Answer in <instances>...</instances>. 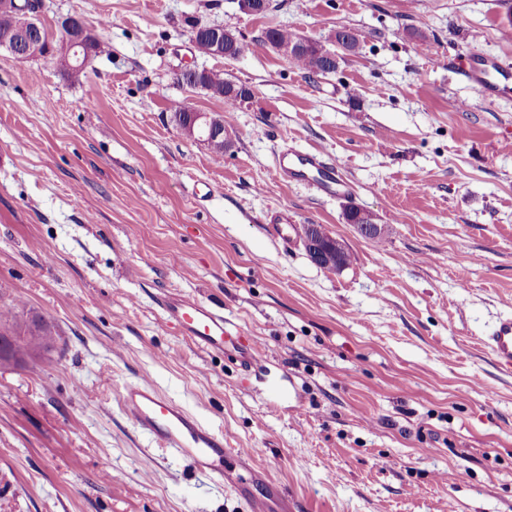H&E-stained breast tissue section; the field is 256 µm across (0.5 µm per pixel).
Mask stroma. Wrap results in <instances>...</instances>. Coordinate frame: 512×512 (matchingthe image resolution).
<instances>
[{"instance_id":"stroma-1","label":"stroma","mask_w":512,"mask_h":512,"mask_svg":"<svg viewBox=\"0 0 512 512\" xmlns=\"http://www.w3.org/2000/svg\"><path fill=\"white\" fill-rule=\"evenodd\" d=\"M43 2L49 31L78 17L109 51L77 83L0 49V304L58 336L0 364V512H246L127 421L141 380L255 449L300 512H512V371L483 344L512 301V81L486 100L467 74L474 54L512 65V0ZM205 24L251 52L199 55ZM272 27L359 48L310 79ZM201 67L253 90L220 162L172 120L223 114L177 81ZM288 148L342 160L351 193L273 181ZM282 219L355 263L320 268ZM170 293L223 307L266 361L194 345L154 302ZM346 220L349 224H355L356 229L359 233L363 234H382L377 238H373L374 240L381 241L384 236L385 228L380 224L366 225L361 226L360 224H372L371 222H375V218L369 212L360 210L355 207H349L346 212ZM376 223V222H375Z\"/></svg>"}]
</instances>
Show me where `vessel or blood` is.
<instances>
[{
    "mask_svg": "<svg viewBox=\"0 0 512 512\" xmlns=\"http://www.w3.org/2000/svg\"><path fill=\"white\" fill-rule=\"evenodd\" d=\"M473 83L484 98H492L501 82L512 79V68L498 60L473 57L470 63ZM342 163H324L321 156L292 152L280 156L272 169L277 181H314L317 189L333 196L351 191L341 175ZM159 306L166 321L178 324L185 336L206 351L235 350L244 368L258 365L266 352L258 344L243 343L226 325L223 310L194 298L164 296ZM485 344L497 363L512 369V314L500 317ZM120 405L126 419L161 448L188 460L199 472L229 485L244 501L248 512H296L294 501L284 489L270 480L257 466L251 450L230 449L224 435L178 402L146 382L123 386Z\"/></svg>",
    "mask_w": 512,
    "mask_h": 512,
    "instance_id": "b4317fda",
    "label": "vessel or blood"
}]
</instances>
